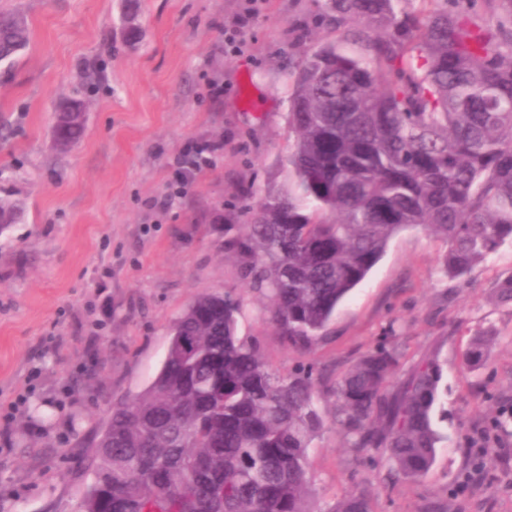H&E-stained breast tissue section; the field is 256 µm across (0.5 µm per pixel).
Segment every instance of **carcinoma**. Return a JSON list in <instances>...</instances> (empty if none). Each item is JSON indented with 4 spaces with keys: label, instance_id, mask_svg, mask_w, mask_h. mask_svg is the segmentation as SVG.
Masks as SVG:
<instances>
[{
    "label": "carcinoma",
    "instance_id": "obj_1",
    "mask_svg": "<svg viewBox=\"0 0 512 512\" xmlns=\"http://www.w3.org/2000/svg\"><path fill=\"white\" fill-rule=\"evenodd\" d=\"M409 2L325 0L341 36L297 65L288 189L252 205L249 223L224 225L274 335L302 354L402 230L446 241L451 278L512 243V32L482 20L477 0ZM29 41L28 25L0 12V66ZM83 132L56 112L60 149ZM20 218L0 198V232ZM241 309L233 290L202 294L174 320L158 374L101 423L78 512H311L309 450L325 429L357 455L381 453L400 480L431 470L447 440L440 348L404 372L391 341L331 384L312 366L274 370L239 335ZM492 340L472 339L467 368L485 366ZM329 512H375L374 497L352 489Z\"/></svg>",
    "mask_w": 512,
    "mask_h": 512
}]
</instances>
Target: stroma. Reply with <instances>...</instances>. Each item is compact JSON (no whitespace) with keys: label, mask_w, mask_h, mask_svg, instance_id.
I'll list each match as a JSON object with an SVG mask.
<instances>
[{"label":"stroma","mask_w":512,"mask_h":512,"mask_svg":"<svg viewBox=\"0 0 512 512\" xmlns=\"http://www.w3.org/2000/svg\"><path fill=\"white\" fill-rule=\"evenodd\" d=\"M248 5L255 19L230 46ZM0 11L31 28L16 65L0 67V197L23 208L0 234V512H74L109 401L150 384L172 320L197 296L228 289L243 299L240 334L284 374L314 364L335 379L389 336L408 363L442 347L448 441L432 471L388 483L380 453L353 455L324 431L310 450L314 512L358 486L375 512H419L425 497L451 512H512L508 434L473 490L448 496L475 454L469 439L512 410V304L497 298L511 243L451 279L439 264L446 242L401 231L303 355L272 334L221 236L185 234L287 185L289 66L337 38L316 0H0ZM79 92L85 133L61 153L54 115ZM214 141L222 149L176 184L187 147ZM480 331L494 338L489 360L469 371L463 356Z\"/></svg>","instance_id":"1"}]
</instances>
